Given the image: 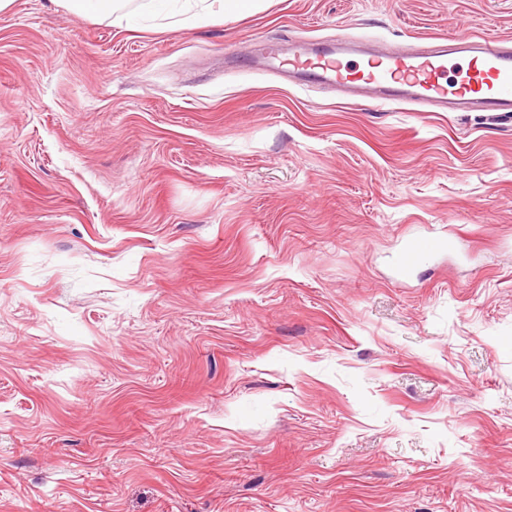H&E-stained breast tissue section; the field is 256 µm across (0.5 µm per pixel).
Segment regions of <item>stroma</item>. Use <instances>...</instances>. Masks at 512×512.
<instances>
[{"mask_svg": "<svg viewBox=\"0 0 512 512\" xmlns=\"http://www.w3.org/2000/svg\"><path fill=\"white\" fill-rule=\"evenodd\" d=\"M512 0L0 13V512H512V115L289 86L255 37ZM412 238H452L408 276ZM153 2H166L171 5L170 16L178 17L172 22L181 27H194L199 24L263 8V0H148L141 2L137 9L152 12Z\"/></svg>", "mask_w": 512, "mask_h": 512, "instance_id": "obj_1", "label": "stroma"}]
</instances>
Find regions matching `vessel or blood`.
I'll list each match as a JSON object with an SVG mask.
<instances>
[{
	"mask_svg": "<svg viewBox=\"0 0 512 512\" xmlns=\"http://www.w3.org/2000/svg\"><path fill=\"white\" fill-rule=\"evenodd\" d=\"M251 52L267 60L268 73L289 77L299 88L322 87L417 112L512 113L510 38L452 36L419 47L379 49L339 33L293 40L285 47L257 42ZM447 246L442 239L412 240L400 250L396 267L407 274Z\"/></svg>",
	"mask_w": 512,
	"mask_h": 512,
	"instance_id": "b4317fda",
	"label": "vessel or blood"
}]
</instances>
